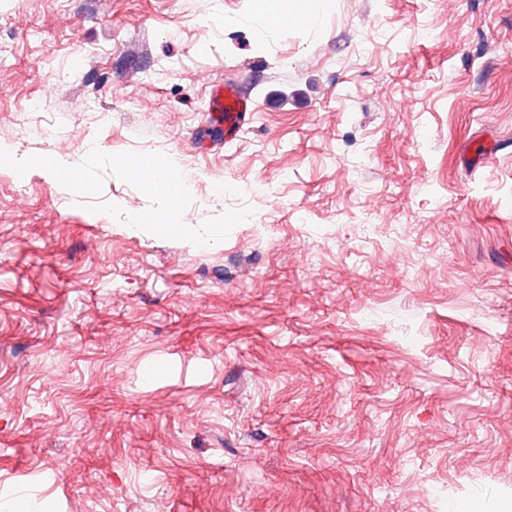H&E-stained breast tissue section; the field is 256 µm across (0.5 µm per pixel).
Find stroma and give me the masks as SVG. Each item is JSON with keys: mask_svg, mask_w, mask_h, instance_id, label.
I'll return each instance as SVG.
<instances>
[{"mask_svg": "<svg viewBox=\"0 0 512 512\" xmlns=\"http://www.w3.org/2000/svg\"><path fill=\"white\" fill-rule=\"evenodd\" d=\"M0 142V512L512 499V0H0ZM279 4L274 9H270L272 15L288 14H304L303 18H294L289 23H294L296 26L307 24L312 17L313 3L322 2L320 0H281L274 1ZM211 115L224 127V141L238 137L254 111L253 100L243 96L233 79L214 82L210 87Z\"/></svg>", "mask_w": 512, "mask_h": 512, "instance_id": "obj_1", "label": "stroma"}]
</instances>
